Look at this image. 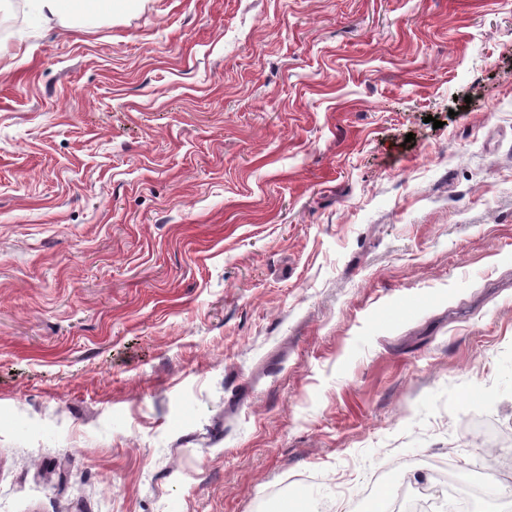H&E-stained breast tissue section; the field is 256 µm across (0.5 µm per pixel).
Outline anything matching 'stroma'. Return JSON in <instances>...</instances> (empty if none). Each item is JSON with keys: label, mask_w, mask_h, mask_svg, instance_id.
Returning a JSON list of instances; mask_svg holds the SVG:
<instances>
[{"label": "stroma", "mask_w": 512, "mask_h": 512, "mask_svg": "<svg viewBox=\"0 0 512 512\" xmlns=\"http://www.w3.org/2000/svg\"><path fill=\"white\" fill-rule=\"evenodd\" d=\"M0 417V512H512V0L0 14Z\"/></svg>", "instance_id": "obj_1"}]
</instances>
